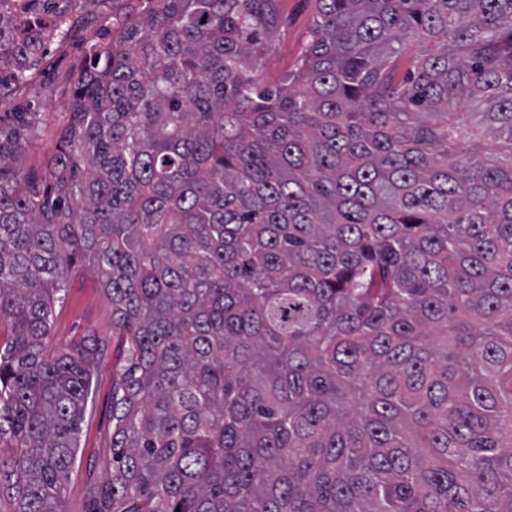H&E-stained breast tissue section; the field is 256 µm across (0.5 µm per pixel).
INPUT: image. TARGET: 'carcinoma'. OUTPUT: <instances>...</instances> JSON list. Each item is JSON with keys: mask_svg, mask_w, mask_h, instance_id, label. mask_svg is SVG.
<instances>
[{"mask_svg": "<svg viewBox=\"0 0 512 512\" xmlns=\"http://www.w3.org/2000/svg\"><path fill=\"white\" fill-rule=\"evenodd\" d=\"M275 2L146 0L41 171L0 144L15 512H63L99 345L47 338L81 264L118 342L90 512H512V0H316L268 88Z\"/></svg>", "mask_w": 512, "mask_h": 512, "instance_id": "carcinoma-1", "label": "carcinoma"}]
</instances>
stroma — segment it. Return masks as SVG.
Instances as JSON below:
<instances>
[{
    "mask_svg": "<svg viewBox=\"0 0 512 512\" xmlns=\"http://www.w3.org/2000/svg\"><path fill=\"white\" fill-rule=\"evenodd\" d=\"M145 0H23L13 12L0 0V123H20L21 146L17 166L40 169L55 153L59 134L69 120L65 108L74 76L92 49L112 36V16L136 15ZM279 25L262 62V85H279L291 71L306 43L317 12L315 0H278ZM26 19L42 33V55L25 81L16 82L18 21ZM64 302L56 307L50 331L52 348H64L87 336L100 338L92 392L81 423L80 448L66 484L64 512H89L93 488L111 475L112 366L116 346L112 337V300L96 273L75 267L68 278Z\"/></svg>",
    "mask_w": 512,
    "mask_h": 512,
    "instance_id": "stroma-1",
    "label": "stroma"
}]
</instances>
